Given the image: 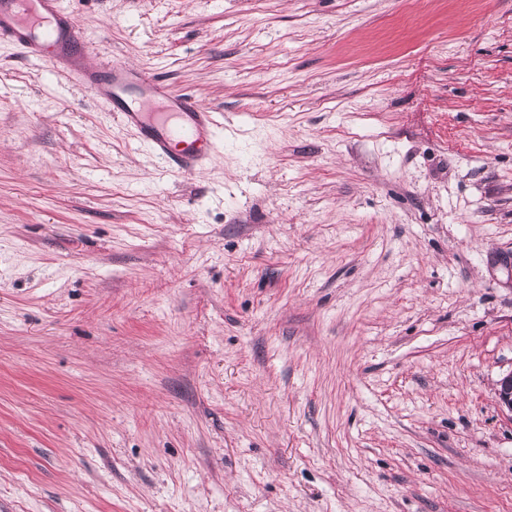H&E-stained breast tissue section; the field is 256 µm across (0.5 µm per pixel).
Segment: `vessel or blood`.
<instances>
[{
	"instance_id": "vessel-or-blood-1",
	"label": "vessel or blood",
	"mask_w": 512,
	"mask_h": 512,
	"mask_svg": "<svg viewBox=\"0 0 512 512\" xmlns=\"http://www.w3.org/2000/svg\"><path fill=\"white\" fill-rule=\"evenodd\" d=\"M2 41L31 56L39 55L43 45H53L57 61L66 64L73 79L110 102L120 122L169 171L186 173L205 166L206 147L215 134L212 111L192 95L171 93L155 73L120 61L101 70L88 66L77 23L62 0H0Z\"/></svg>"
}]
</instances>
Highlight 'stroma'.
<instances>
[{"label": "stroma", "mask_w": 512, "mask_h": 512, "mask_svg": "<svg viewBox=\"0 0 512 512\" xmlns=\"http://www.w3.org/2000/svg\"><path fill=\"white\" fill-rule=\"evenodd\" d=\"M63 5L216 155L0 42V512H512V0Z\"/></svg>", "instance_id": "1"}]
</instances>
